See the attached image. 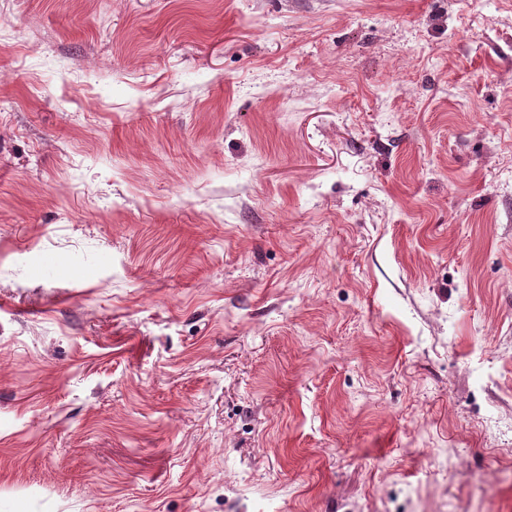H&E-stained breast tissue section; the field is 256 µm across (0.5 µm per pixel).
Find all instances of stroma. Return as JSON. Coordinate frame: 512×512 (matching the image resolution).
Returning <instances> with one entry per match:
<instances>
[{
  "label": "stroma",
  "mask_w": 512,
  "mask_h": 512,
  "mask_svg": "<svg viewBox=\"0 0 512 512\" xmlns=\"http://www.w3.org/2000/svg\"><path fill=\"white\" fill-rule=\"evenodd\" d=\"M0 512H512V0H0Z\"/></svg>",
  "instance_id": "1"
}]
</instances>
